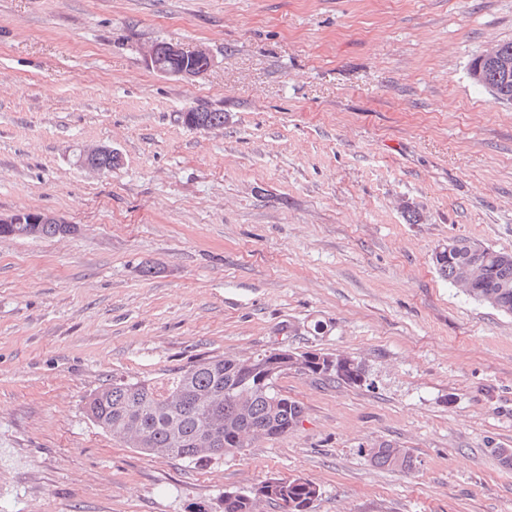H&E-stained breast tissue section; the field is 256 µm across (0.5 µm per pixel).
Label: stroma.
I'll return each instance as SVG.
<instances>
[{"label":"stroma","mask_w":512,"mask_h":512,"mask_svg":"<svg viewBox=\"0 0 512 512\" xmlns=\"http://www.w3.org/2000/svg\"><path fill=\"white\" fill-rule=\"evenodd\" d=\"M508 41L512 0H0V215L78 227L0 238V512H224L271 477L312 512H512V315L432 262L512 253V103L469 76ZM156 42L212 64L159 75ZM277 346L366 380L283 375L295 431L192 462L86 413L113 376ZM383 441L414 469L373 466ZM164 43V44H161ZM159 44L149 49L145 55V62L147 67L156 73L164 76L175 77L184 81H189L201 76L199 67L196 63L201 62L203 65L205 61H211L210 55L205 49L185 50L174 44L159 42ZM163 55L171 56L182 61L181 66L177 70L163 71L158 64V58ZM181 118L183 123L191 129H199V126L195 124L198 120H208L206 130H221L226 122L224 112L198 108H190L187 112H182ZM112 157L121 161L120 155L112 147L103 145L88 147L83 149L80 163L85 168L104 173L112 171Z\"/></svg>","instance_id":"35a3bbf8"}]
</instances>
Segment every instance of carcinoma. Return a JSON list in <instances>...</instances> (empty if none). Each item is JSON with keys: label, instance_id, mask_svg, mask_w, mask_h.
Returning <instances> with one entry per match:
<instances>
[{"label": "carcinoma", "instance_id": "carcinoma-1", "mask_svg": "<svg viewBox=\"0 0 512 512\" xmlns=\"http://www.w3.org/2000/svg\"><path fill=\"white\" fill-rule=\"evenodd\" d=\"M472 81L491 91L496 100L512 103V72L505 74L484 56L469 70ZM221 130L226 115L218 110L190 108L183 123ZM62 224L0 225V238L42 239L65 236ZM439 274L472 299L512 315V253L483 247L463 237L439 245L434 253ZM251 357H212L163 381L112 378V383L90 396V420L113 438L148 455L194 460L211 456L206 430L220 434L224 454L234 455L258 440H274L296 430L303 418L299 402L280 394L274 386L240 387L245 372L240 364ZM371 462L380 468L410 471L413 454L389 442L370 449ZM267 493H224V512H257V503L274 504L279 512H311L319 489L303 478H271L261 483Z\"/></svg>", "mask_w": 512, "mask_h": 512}]
</instances>
